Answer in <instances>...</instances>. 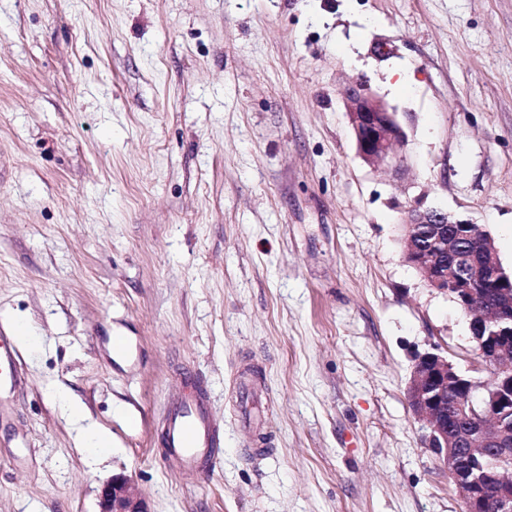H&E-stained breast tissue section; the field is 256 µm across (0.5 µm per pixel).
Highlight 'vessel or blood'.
Masks as SVG:
<instances>
[{
  "instance_id": "b4317fda",
  "label": "vessel or blood",
  "mask_w": 512,
  "mask_h": 512,
  "mask_svg": "<svg viewBox=\"0 0 512 512\" xmlns=\"http://www.w3.org/2000/svg\"><path fill=\"white\" fill-rule=\"evenodd\" d=\"M22 379L20 359L9 337L0 333V395H10ZM221 443V432L204 391L194 386L178 396L162 431V444L168 454L186 470L206 477L214 469Z\"/></svg>"
}]
</instances>
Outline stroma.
<instances>
[{
    "label": "stroma",
    "mask_w": 512,
    "mask_h": 512,
    "mask_svg": "<svg viewBox=\"0 0 512 512\" xmlns=\"http://www.w3.org/2000/svg\"><path fill=\"white\" fill-rule=\"evenodd\" d=\"M360 79L396 162L356 153ZM416 205L512 271V0H0V330L38 338L0 512H98L117 474L151 512H464L406 392L418 354L477 358L404 260ZM188 376L224 435L206 479L161 445ZM344 102L358 156L369 164L384 163L396 156V148L405 140L396 111L364 80L346 88Z\"/></svg>",
    "instance_id": "stroma-1"
}]
</instances>
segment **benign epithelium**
Listing matches in <instances>:
<instances>
[{"instance_id": "obj_1", "label": "benign epithelium", "mask_w": 512, "mask_h": 512, "mask_svg": "<svg viewBox=\"0 0 512 512\" xmlns=\"http://www.w3.org/2000/svg\"><path fill=\"white\" fill-rule=\"evenodd\" d=\"M345 109L358 156L369 164L384 163L396 156L405 132L396 111L374 94L364 80H358L344 92ZM404 256L438 291L455 295L477 326L478 361L471 371L495 367L494 384L484 385L472 375L460 371L448 358L433 352L419 355L413 364L407 386L409 403L429 430L430 447L448 473V479L466 490L469 512H480L486 492L477 472L496 469L512 461V442L507 433L487 439L480 448L465 446L464 436L455 425L463 424L470 435L483 434L484 421L499 417L498 410L512 404V363L497 362L498 355L512 346V326L489 332L477 321L475 308L480 289L477 284L499 287L496 303L487 305L499 322L512 321V274H507L498 258L484 265L471 260L470 248L476 235L464 232L472 226L468 219L455 217L437 208L414 206L403 216ZM462 388L463 396L448 406L444 397L450 388ZM496 480L500 512H512V482ZM100 512H150L136 484L126 475H116L99 492Z\"/></svg>"}]
</instances>
